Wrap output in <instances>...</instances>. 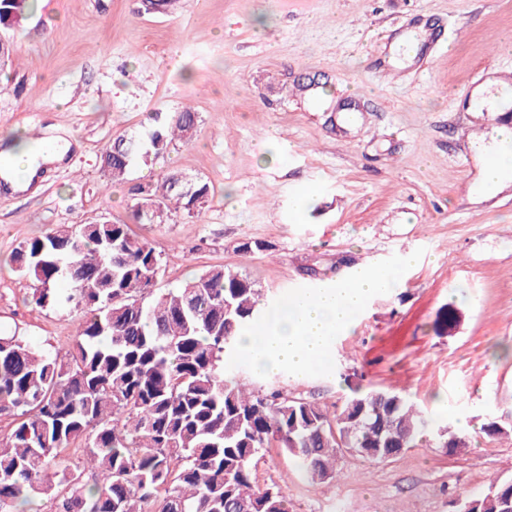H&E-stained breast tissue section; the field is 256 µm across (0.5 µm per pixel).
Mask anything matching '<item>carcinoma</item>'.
<instances>
[{
	"mask_svg": "<svg viewBox=\"0 0 512 512\" xmlns=\"http://www.w3.org/2000/svg\"><path fill=\"white\" fill-rule=\"evenodd\" d=\"M34 0H0V24L15 26ZM198 115L185 107L156 114L147 136L116 138L101 156L110 181L188 139ZM165 175L151 193L166 211L200 212L211 188L190 192ZM144 186L130 188L133 220ZM11 261L35 282L38 307L74 306L84 317L65 355L36 350L0 333V512H18L44 494L53 512H289L276 486L259 485L257 464L276 446L310 480L337 476L347 448L385 460L416 443L435 420L394 392L358 389L331 416L281 389L226 378L224 354L260 317L261 289L246 275L211 267L182 286L155 289L161 255L130 225H63L16 248ZM488 437L512 431L493 417ZM82 449L90 470L63 464ZM512 480H495L461 512H502Z\"/></svg>",
	"mask_w": 512,
	"mask_h": 512,
	"instance_id": "carcinoma-1",
	"label": "carcinoma"
}]
</instances>
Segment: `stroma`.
Segmentation results:
<instances>
[{"label": "stroma", "mask_w": 512, "mask_h": 512, "mask_svg": "<svg viewBox=\"0 0 512 512\" xmlns=\"http://www.w3.org/2000/svg\"><path fill=\"white\" fill-rule=\"evenodd\" d=\"M418 27L439 43L425 70L380 47ZM0 37L14 47L0 72V141L23 131L72 143L39 192L0 191V332L66 352L82 311L31 304L30 280L10 264L64 224L130 223L161 255L157 289L221 266L269 303L420 248L335 338L332 375L262 384L332 415L353 389L396 392L465 446L428 431L385 461L348 450L326 484L274 448L259 481L292 512H459L491 478L512 479V434L481 431L512 411V182L481 192L482 146L498 125L460 95L481 69L512 64V0H180L168 13L140 0H37ZM186 105L199 114L191 142L107 184L112 140ZM171 170L209 182L200 213L133 223L130 186ZM246 241L265 248L242 252Z\"/></svg>", "instance_id": "35a3bbf8"}]
</instances>
